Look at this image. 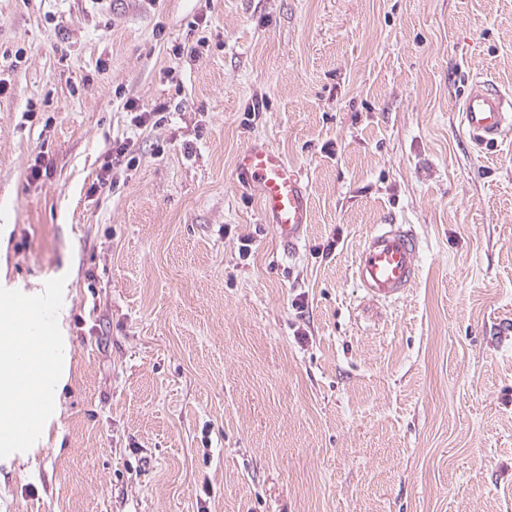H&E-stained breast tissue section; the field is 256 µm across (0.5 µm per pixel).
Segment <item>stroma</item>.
Instances as JSON below:
<instances>
[{"label":"stroma","mask_w":512,"mask_h":512,"mask_svg":"<svg viewBox=\"0 0 512 512\" xmlns=\"http://www.w3.org/2000/svg\"><path fill=\"white\" fill-rule=\"evenodd\" d=\"M475 75L512 90V0H0V278H64L70 343L0 512H512V139L461 128ZM253 145L302 175L294 254ZM392 216L420 275L379 303ZM419 267L420 240L411 226L377 224L356 257L353 275L372 299L395 302L416 282Z\"/></svg>","instance_id":"stroma-1"}]
</instances>
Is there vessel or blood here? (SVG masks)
<instances>
[{
    "label": "vessel or blood",
    "instance_id": "1",
    "mask_svg": "<svg viewBox=\"0 0 512 512\" xmlns=\"http://www.w3.org/2000/svg\"><path fill=\"white\" fill-rule=\"evenodd\" d=\"M460 124L480 144H496L512 135V92L483 78L474 79L460 99ZM238 171L259 187L262 209L286 249L296 248L309 205L299 172L278 153L251 147L236 159ZM420 240L411 226L379 224L361 247L353 275L367 295L381 302L401 300L419 276Z\"/></svg>",
    "mask_w": 512,
    "mask_h": 512
}]
</instances>
